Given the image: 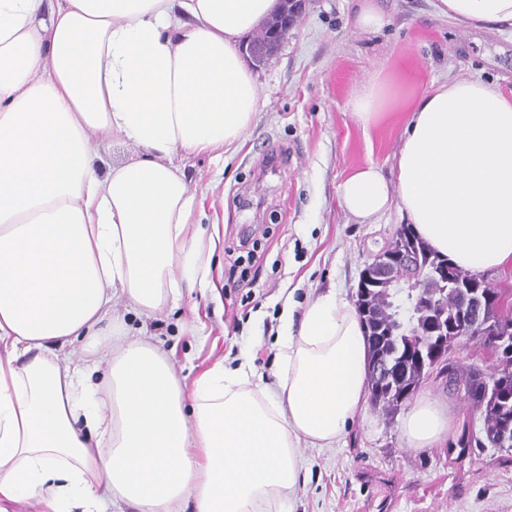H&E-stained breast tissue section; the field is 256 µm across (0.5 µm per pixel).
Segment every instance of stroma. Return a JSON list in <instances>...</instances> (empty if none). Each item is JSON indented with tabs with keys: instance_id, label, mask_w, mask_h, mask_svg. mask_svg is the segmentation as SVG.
Masks as SVG:
<instances>
[{
	"instance_id": "stroma-1",
	"label": "stroma",
	"mask_w": 512,
	"mask_h": 512,
	"mask_svg": "<svg viewBox=\"0 0 512 512\" xmlns=\"http://www.w3.org/2000/svg\"><path fill=\"white\" fill-rule=\"evenodd\" d=\"M379 7L386 26L360 31L351 23L353 0H308L277 52L251 66L260 104L243 146L220 160L182 156L188 186L209 188L210 285L185 290L149 329L171 349L185 383L243 350L270 375L288 298L303 303L333 288L355 300L371 255L406 225L395 207L375 223H357L338 201L340 184L360 167L396 178L405 115L363 130L348 102L366 84L385 75L406 99L473 77L512 93V35L448 21L434 0H379ZM243 273L250 288L229 290ZM416 390L453 414L447 442L406 447L399 413L368 406L333 446L302 449L293 512H512V465L501 451L475 448L461 462L452 448L465 424L483 426L463 392L434 370Z\"/></svg>"
}]
</instances>
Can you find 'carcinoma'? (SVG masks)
Here are the masks:
<instances>
[{"label": "carcinoma", "instance_id": "carcinoma-1", "mask_svg": "<svg viewBox=\"0 0 512 512\" xmlns=\"http://www.w3.org/2000/svg\"><path fill=\"white\" fill-rule=\"evenodd\" d=\"M406 245L418 252L426 269L431 270L446 263L450 281L464 274V271L433 253L416 235L408 236ZM493 296L491 308L477 323L469 321L468 316L463 314L464 307L460 303L458 288L448 287L447 292L441 295V305L434 308L436 312H445L448 346H453L459 337L466 336L496 355V363L488 370L472 365L448 367V385L464 389L468 402L483 418V436L464 431L458 438L456 446L459 447L460 459L465 458L474 446H495L504 430L512 431V335L508 343L497 345L493 342L495 333L502 324L512 321V315L505 313L502 296L496 292ZM365 328L370 340L371 358L394 352L410 359L409 374L404 380L406 388L417 385L441 354L442 345L436 339L418 344L419 339L425 336V329L410 326L404 318L390 314L385 317L376 315L368 319ZM370 387L375 404L385 411L392 410L387 401L386 387L373 377L370 378Z\"/></svg>", "mask_w": 512, "mask_h": 512}]
</instances>
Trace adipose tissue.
<instances>
[{
	"label": "adipose tissue",
	"instance_id": "adipose-tissue-1",
	"mask_svg": "<svg viewBox=\"0 0 512 512\" xmlns=\"http://www.w3.org/2000/svg\"><path fill=\"white\" fill-rule=\"evenodd\" d=\"M280 0H0V512H288L299 449L365 412L356 308L327 292L286 309L271 379L249 353L183 383L148 324L205 285L200 215L180 155L235 150L259 107L240 50ZM439 15L512 29V0H439ZM399 105L389 78L349 102L363 127ZM395 182L351 173L340 204L368 224L398 206L468 272L512 268V94L477 78L408 105ZM133 158L109 162L116 141ZM135 310L138 338L114 313ZM83 357L74 360V346ZM420 394L404 443L447 440Z\"/></svg>",
	"mask_w": 512,
	"mask_h": 512
}]
</instances>
